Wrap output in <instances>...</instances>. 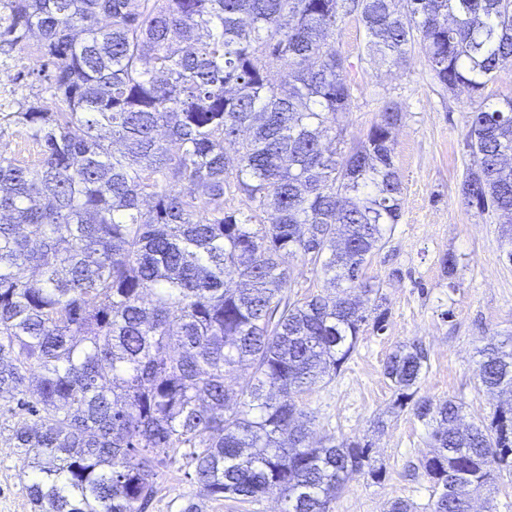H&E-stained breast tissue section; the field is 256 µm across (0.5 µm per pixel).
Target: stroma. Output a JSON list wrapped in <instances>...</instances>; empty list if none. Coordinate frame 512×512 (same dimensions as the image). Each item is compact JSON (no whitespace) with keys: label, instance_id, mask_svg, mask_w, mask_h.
I'll return each mask as SVG.
<instances>
[{"label":"stroma","instance_id":"stroma-1","mask_svg":"<svg viewBox=\"0 0 512 512\" xmlns=\"http://www.w3.org/2000/svg\"><path fill=\"white\" fill-rule=\"evenodd\" d=\"M330 42L345 56L354 88L349 112L339 117L342 150L365 138L384 102L404 108L393 155L402 206L385 246L365 268L387 311L382 328L365 324L340 371L304 394L302 403L313 419L312 441L332 435L371 445L365 470L346 480L330 512H388L397 499L412 512H431L435 490L422 463L433 428L396 408L383 365L397 346L420 341L428 354L420 396L461 403L466 424L495 407L479 388L477 350L486 337L512 334V261L498 216L478 213L461 192L470 164L464 137L479 98L448 92L418 50L399 69L371 64L354 17L339 23ZM42 65V56L29 50L0 54V110H15L24 94L40 95L51 107L37 80ZM449 254L457 260L451 274L443 267ZM16 420L0 410V512H32L29 479L12 441ZM185 471L183 459L175 458L149 512H182L197 492Z\"/></svg>","mask_w":512,"mask_h":512}]
</instances>
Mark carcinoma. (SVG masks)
<instances>
[{"instance_id":"carcinoma-1","label":"carcinoma","mask_w":512,"mask_h":512,"mask_svg":"<svg viewBox=\"0 0 512 512\" xmlns=\"http://www.w3.org/2000/svg\"><path fill=\"white\" fill-rule=\"evenodd\" d=\"M349 16L372 60L399 67L418 45L450 91L479 95L512 61V0H0V54L46 58L54 101L0 112V136L36 148L0 157V402L37 418L12 434L38 470L34 512H146L178 451L208 499L277 487L288 512H330L368 461L357 441L312 445L298 400L369 313L382 328L364 268L401 211V104L351 151L324 146L352 100L329 43ZM464 148L462 195L512 240V96L478 105ZM290 257L326 288L291 295ZM478 355L480 388L504 399L465 428L462 404L416 397L421 343L384 362L397 407L437 424L432 512H469L512 471V342Z\"/></svg>"}]
</instances>
